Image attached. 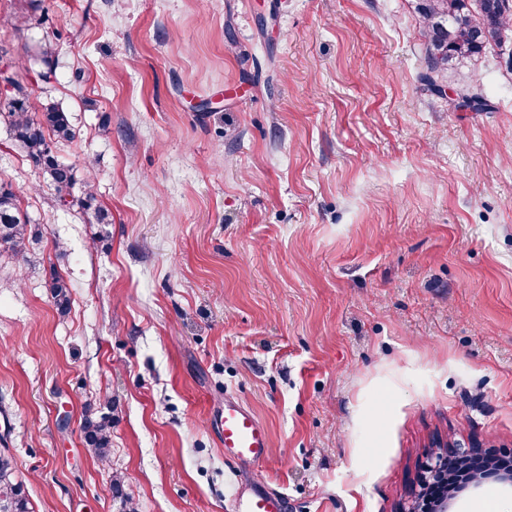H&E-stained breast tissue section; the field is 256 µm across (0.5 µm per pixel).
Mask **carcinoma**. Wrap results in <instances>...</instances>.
Instances as JSON below:
<instances>
[{"label": "carcinoma", "instance_id": "obj_1", "mask_svg": "<svg viewBox=\"0 0 512 512\" xmlns=\"http://www.w3.org/2000/svg\"><path fill=\"white\" fill-rule=\"evenodd\" d=\"M423 38L426 71L423 80L431 88L445 81L448 70L482 56L487 49L500 47L512 32V0H412ZM14 91L0 106V121L9 125L12 137L44 180L57 192V201L70 207L94 211L96 223H109L108 213L97 207L90 192L71 196L77 181L74 166L61 162L53 142L72 139L69 115L57 104L42 105L40 115H29L28 88L12 81ZM456 107L479 112L487 106L478 83L465 81L454 89ZM30 219L22 211L12 188L0 182V248L19 254L28 240ZM50 288L57 311L64 316L70 308V289L60 275H51ZM84 441L89 452L100 460L112 447L111 423L106 418H85ZM0 512H31L30 503L9 449L0 450Z\"/></svg>", "mask_w": 512, "mask_h": 512}]
</instances>
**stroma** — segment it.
I'll use <instances>...</instances> for the list:
<instances>
[{"label": "stroma", "instance_id": "stroma-1", "mask_svg": "<svg viewBox=\"0 0 512 512\" xmlns=\"http://www.w3.org/2000/svg\"><path fill=\"white\" fill-rule=\"evenodd\" d=\"M0 48L32 108L68 112L55 152L111 217L58 206L0 123L33 235L0 252V448L32 512H121L116 472L137 512H235L259 483L287 512H406L439 444L512 455L495 50L447 78H478L474 112L420 82L410 0H0ZM228 397L268 429L259 467L224 455ZM456 508L512 493L491 479ZM49 286L58 313L61 316H65L70 308L69 284L62 276L53 273ZM84 441L89 452L100 460H105L112 447L111 423L106 417L95 420L86 417L83 424Z\"/></svg>", "mask_w": 512, "mask_h": 512}]
</instances>
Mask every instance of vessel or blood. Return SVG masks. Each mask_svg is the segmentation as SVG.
<instances>
[{"label":"vessel or blood","instance_id":"1","mask_svg":"<svg viewBox=\"0 0 512 512\" xmlns=\"http://www.w3.org/2000/svg\"><path fill=\"white\" fill-rule=\"evenodd\" d=\"M224 455L238 465L255 467L264 463L269 453V434L251 410L236 402L224 404ZM238 512H285V499L258 485L248 495L236 499Z\"/></svg>","mask_w":512,"mask_h":512}]
</instances>
